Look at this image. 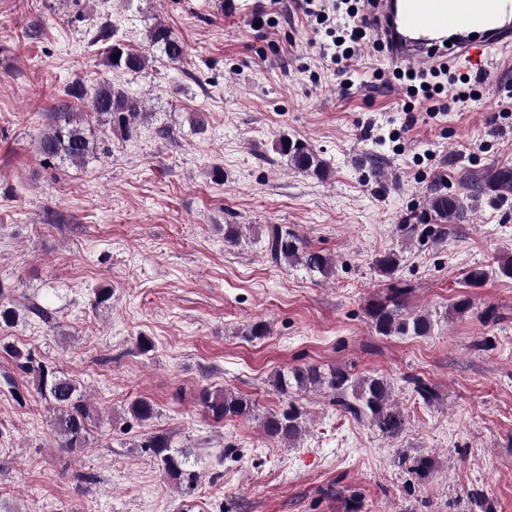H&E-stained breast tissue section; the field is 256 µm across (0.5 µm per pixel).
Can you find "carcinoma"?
Segmentation results:
<instances>
[{
	"instance_id": "cac0c4a2",
	"label": "carcinoma",
	"mask_w": 512,
	"mask_h": 512,
	"mask_svg": "<svg viewBox=\"0 0 512 512\" xmlns=\"http://www.w3.org/2000/svg\"><path fill=\"white\" fill-rule=\"evenodd\" d=\"M116 33L113 25L102 26L97 32V39L108 44L109 66L130 74L145 71L151 60L150 52L128 47L117 38ZM147 40L149 47L159 50L172 62L181 60L186 54L184 43L161 22L149 28ZM116 53L120 57H114ZM84 95L89 112L110 124L112 131L117 134H131L138 122L147 118L143 98L115 87L108 80L84 92ZM275 149L287 158L293 169L319 180L328 177L326 164L306 143L282 137ZM91 150V141L81 120L64 113L54 118L51 127L38 140V152L48 165L54 160L82 164ZM484 187L491 191L512 192V169L501 167L485 171L476 182V189ZM427 210L441 225L439 232L442 233V225L462 215L463 202L457 196L436 191L428 198ZM266 251L271 262L276 264L285 261L322 276L329 275L333 269L329 257L305 247L301 238L280 224L268 227ZM400 262V254L390 251L375 259L374 268L379 275L391 278ZM409 293L407 285L397 282L389 287L385 298L367 305L366 315L377 334L417 337L431 334V317L423 312L407 310ZM13 357L23 371L33 375L37 393L52 405L54 430L60 439V447L73 453L81 451L95 414L85 402L77 382L59 375L42 363H34L31 355L20 350L13 351ZM412 385L423 403L428 405L434 401L436 392L427 382L414 378ZM272 386L284 399L279 410L267 414L262 420L265 435L273 440L293 444L305 431L307 412L302 404L293 399L295 391L322 392L329 397L336 410L385 436H396L405 427L404 413L395 403L392 385L384 376L356 375L342 366L325 370L314 364H302L278 373ZM196 401L217 423L233 417L249 416L253 411L250 400L224 388L203 387L198 391ZM129 412L137 420L148 421L155 414V405L146 398L138 399L130 405ZM141 447L150 452L166 476L188 487L198 482L201 464L210 458L205 443H200V448L194 452L183 450L174 447L171 437L165 432L148 435ZM399 463L419 478L425 477L431 469V461L425 456H404Z\"/></svg>"
}]
</instances>
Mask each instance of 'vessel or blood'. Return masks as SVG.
<instances>
[{"instance_id":"obj_1","label":"vessel or blood","mask_w":512,"mask_h":512,"mask_svg":"<svg viewBox=\"0 0 512 512\" xmlns=\"http://www.w3.org/2000/svg\"><path fill=\"white\" fill-rule=\"evenodd\" d=\"M365 18L388 58L413 68L483 75L491 51L512 50V0H366Z\"/></svg>"}]
</instances>
